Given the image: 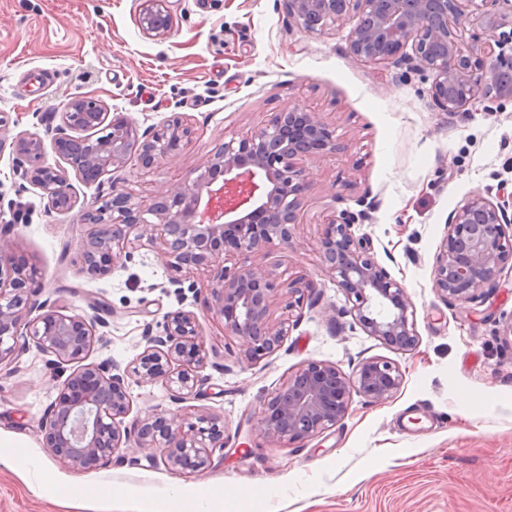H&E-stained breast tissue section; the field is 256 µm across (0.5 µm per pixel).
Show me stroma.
<instances>
[{
	"mask_svg": "<svg viewBox=\"0 0 512 512\" xmlns=\"http://www.w3.org/2000/svg\"><path fill=\"white\" fill-rule=\"evenodd\" d=\"M141 3L0 0V225L13 223L12 204L25 207L29 220L14 224L12 238L31 259L43 298L107 321L92 362L126 367L145 346L146 324L180 308L196 313L206 352L202 397L176 403L163 384L133 381L129 417L156 408L179 422L219 416L224 457L196 474L171 471L134 447L90 472L61 465L41 424L68 373L32 346L0 369V436L26 445L19 459L0 457V512H75L61 490L101 486L121 496L93 512H134L143 497L164 499L168 512H512V268L483 301L463 308L433 288L449 215L474 194L512 191V102L441 111L427 77L352 57L348 28L306 32L288 20L282 0H221L208 9L171 0L176 22L164 38L138 27ZM82 96L143 129L177 115L191 124L180 156L150 169L132 160L120 171L122 188L144 200L190 178L224 139L294 104L321 113L348 143L347 154L309 168L312 188L292 245L259 259L278 281L303 274L321 292L277 352L243 367L242 343L206 308L211 272L195 274L196 290L177 295L185 273L152 247L116 260L106 277L81 272L85 227L45 211L39 190L16 174L10 141L37 136L42 164L58 165L49 116ZM365 191L375 208L354 231L371 239L414 303L419 344L410 351L357 326L335 334L324 317L348 300L322 270V222L334 195L352 210ZM371 357L394 361L402 374L388 401L354 396L336 427L282 448L246 424L302 363L349 373ZM228 486L242 497H225Z\"/></svg>",
	"mask_w": 512,
	"mask_h": 512,
	"instance_id": "35a3bbf8",
	"label": "stroma"
}]
</instances>
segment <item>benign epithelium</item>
Here are the masks:
<instances>
[{"instance_id": "7a95c632", "label": "benign epithelium", "mask_w": 512, "mask_h": 512, "mask_svg": "<svg viewBox=\"0 0 512 512\" xmlns=\"http://www.w3.org/2000/svg\"><path fill=\"white\" fill-rule=\"evenodd\" d=\"M470 2L283 0L287 18L311 33L342 28L356 16L348 36L350 54L373 64L403 66L410 74H428L429 97L446 112H464L480 100L512 101V0H496L507 9L472 19L481 30L500 31L499 39L490 43L478 38L464 48L455 26ZM173 22L170 0H144L138 15L143 33L166 36ZM60 119L54 147L68 167L39 164L41 140L18 135L12 141L16 172L41 191L48 212L77 211V223L88 227L81 268L100 277L112 273L121 255L145 244L157 249L167 265L188 274L221 263L225 255H265L276 246L291 245L310 189L306 166L348 150L320 113L295 105L220 144L194 170L195 177L142 200L120 188L112 174L132 157L147 169L181 154L192 137L187 120L175 116L158 130L142 131L90 97L69 101ZM94 129L103 135L87 134ZM71 170L85 184L109 185L111 194L99 206L77 208ZM355 202L360 210H335L323 224L318 241L322 266L347 295L350 307L342 316L393 349L412 350L419 343L410 320L413 302L379 264L371 240L354 235V225L366 221L372 209L366 192ZM511 263L512 192L500 190L493 200L478 193L448 217L447 234L433 262L434 288L447 304L473 303ZM33 280L28 257L0 233V366L15 361L21 340L50 357L51 366L75 365L42 423L51 455L69 467L91 471L120 448L134 446L160 457L173 471L208 469L213 450L225 447L219 417L201 414L175 426L157 408L135 426L124 425L132 410L130 380L161 382L179 403L200 396L204 355L196 313H166L159 335L147 326L143 351L121 371L108 362H88L101 341L99 329L107 323L65 314L47 300L34 299ZM210 290V313L222 322L224 335L247 343L251 362L278 351L288 336L290 318L276 324L270 318L278 292L288 295L285 308L290 312L307 298L313 305L319 300L314 280L298 276L278 284L260 264L222 267ZM34 311L37 315L28 318ZM401 384L397 364L379 357L362 361L350 374L332 364L308 362L259 402L250 418L259 435L279 447L336 426L353 395L383 403Z\"/></svg>"}]
</instances>
